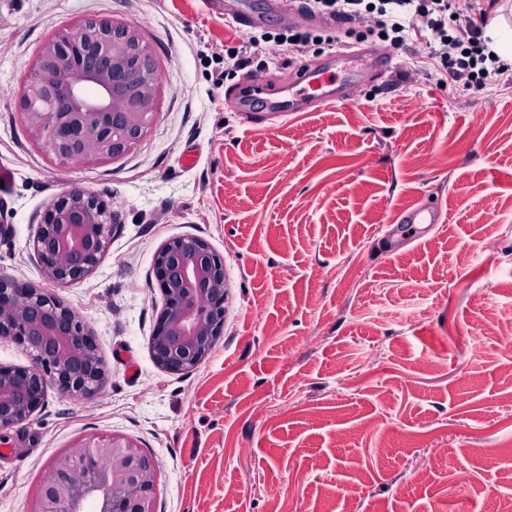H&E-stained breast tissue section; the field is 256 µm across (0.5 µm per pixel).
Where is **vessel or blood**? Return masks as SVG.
<instances>
[{
    "mask_svg": "<svg viewBox=\"0 0 512 512\" xmlns=\"http://www.w3.org/2000/svg\"><path fill=\"white\" fill-rule=\"evenodd\" d=\"M391 65V57L384 53L353 46L289 72L287 82L277 92H270L264 75L254 73L236 88L235 95L244 110L266 119L282 118L291 112H312L325 104L345 101L355 84L382 79ZM437 221L428 209H412L401 213L398 228L413 238L419 225Z\"/></svg>",
    "mask_w": 512,
    "mask_h": 512,
    "instance_id": "1",
    "label": "vessel or blood"
}]
</instances>
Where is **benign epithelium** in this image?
I'll use <instances>...</instances> for the list:
<instances>
[{
	"mask_svg": "<svg viewBox=\"0 0 512 512\" xmlns=\"http://www.w3.org/2000/svg\"><path fill=\"white\" fill-rule=\"evenodd\" d=\"M160 81L138 31L84 18L48 40L18 99L34 138L62 160L115 159L131 151L154 118ZM111 225L104 205L74 188L49 202L33 240L45 285L0 277V338L33 352L28 367L0 365V434L29 420L48 384L71 398L98 393L107 366L95 336L53 288L98 264ZM163 297L149 339L156 365L181 374L206 360L224 328V264L197 237H176L153 255ZM158 473L121 436L93 438L43 469L32 512H157Z\"/></svg>",
	"mask_w": 512,
	"mask_h": 512,
	"instance_id": "benign-epithelium-1",
	"label": "benign epithelium"
}]
</instances>
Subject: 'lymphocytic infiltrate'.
<instances>
[{"label": "lymphocytic infiltrate", "instance_id": "obj_1", "mask_svg": "<svg viewBox=\"0 0 512 512\" xmlns=\"http://www.w3.org/2000/svg\"><path fill=\"white\" fill-rule=\"evenodd\" d=\"M309 12L325 14L350 24L364 15H372L379 37L391 44H402L416 21H423L437 35L439 45L433 55L452 68L456 78L480 84L492 76L504 75L506 69L492 57L481 30L472 21L449 25L446 13L448 0H304ZM284 42L304 49L321 43L322 38L310 31L284 29L265 31L252 37L233 51L235 66L248 63L252 50L263 43Z\"/></svg>", "mask_w": 512, "mask_h": 512}]
</instances>
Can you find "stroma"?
Returning a JSON list of instances; mask_svg holds the SVG:
<instances>
[{"label":"stroma","instance_id":"1","mask_svg":"<svg viewBox=\"0 0 512 512\" xmlns=\"http://www.w3.org/2000/svg\"><path fill=\"white\" fill-rule=\"evenodd\" d=\"M247 0L258 28L336 26ZM83 18L135 27L160 74L153 122L114 160L67 162L30 134L29 67ZM255 28V29H258ZM222 0H0V276L40 283L32 240L63 192L97 194L110 243L59 288L108 368L80 400L48 386L8 434L0 512H32L42 469L91 437L131 440L158 468L157 512H500L512 498V76L456 81L413 36L350 99L250 122L224 97L329 53L268 44ZM441 215L389 237L407 208ZM181 236L224 263V330L190 372L160 369L153 254Z\"/></svg>","mask_w":512,"mask_h":512}]
</instances>
